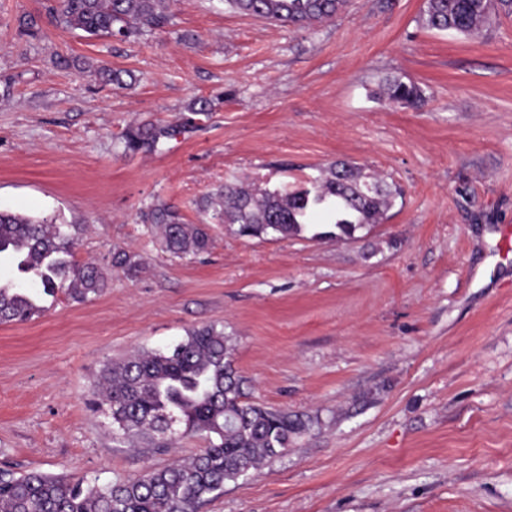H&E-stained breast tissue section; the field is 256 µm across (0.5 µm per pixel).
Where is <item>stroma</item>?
<instances>
[{
	"label": "stroma",
	"instance_id": "stroma-1",
	"mask_svg": "<svg viewBox=\"0 0 512 512\" xmlns=\"http://www.w3.org/2000/svg\"><path fill=\"white\" fill-rule=\"evenodd\" d=\"M54 3L0 0V210L72 225L108 288L0 323V465L108 483L194 455L203 436L113 441L91 384L214 325L246 401L312 426L199 512H512V16L464 36L428 28L425 0H351L308 30L174 0L171 24L117 41L57 27ZM392 77L426 105L379 97ZM150 121L179 132L125 152ZM339 161L401 190L350 240L209 224V254L176 258L142 221L163 201L206 222L224 183L291 188Z\"/></svg>",
	"mask_w": 512,
	"mask_h": 512
}]
</instances>
